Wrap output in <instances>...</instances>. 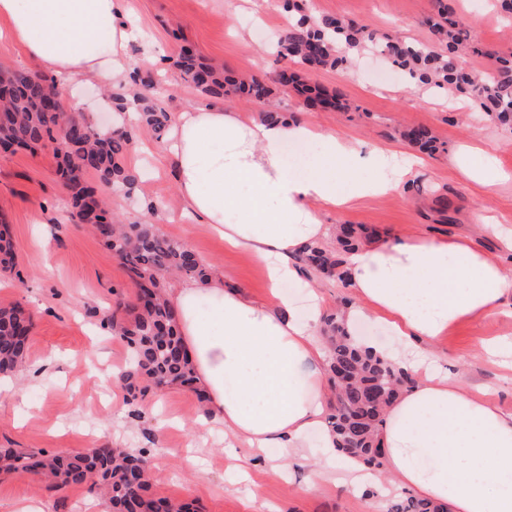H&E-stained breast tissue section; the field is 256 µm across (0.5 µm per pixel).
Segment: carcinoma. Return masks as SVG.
I'll return each instance as SVG.
<instances>
[{"mask_svg":"<svg viewBox=\"0 0 512 512\" xmlns=\"http://www.w3.org/2000/svg\"><path fill=\"white\" fill-rule=\"evenodd\" d=\"M438 40L448 54L427 51L387 36L379 37L338 18L313 19L301 15L289 23L278 42L279 55L289 57L304 69L316 71L343 64L347 57L339 54L344 43L350 47L368 46L388 52L394 63L415 69L419 78L436 86L461 93L475 92L486 101L487 111L504 125H512V59H502L479 83L462 82L455 62L456 50L467 41L464 32L452 20L435 25ZM175 66L187 82L202 94L223 98L227 90L266 106L262 116L277 120L283 114L273 108V89L253 79L249 82L234 74L213 68L189 51H182ZM292 89L311 103L336 106V99L326 92L299 82L291 75ZM58 96L55 80L25 72H0V145L5 148H32L57 143V129L62 111L51 109L47 100ZM112 112L117 123L112 135L102 136L85 118L74 113L70 140L58 143L57 175L68 189L74 216L81 224L91 225L102 243L120 260L138 292L148 291L149 302L141 306L118 300L107 325L126 342L130 362L121 374L131 400L143 398L153 388L173 382L182 385L194 381L193 367L184 354L165 297L162 278L171 273L187 278L210 276L206 266L188 245L169 237L151 224H125L112 216L104 190L129 195L138 175L124 163L131 134L126 129L127 115L137 114L140 123L155 134L165 133L169 115L150 97L138 92L127 97H112ZM403 136L422 150L436 149L435 138L425 127L408 128ZM360 231L350 225L337 228L336 244L330 249L321 243L302 246L300 258L306 268L325 278L343 277L338 250L350 251L358 246ZM15 255L8 224L0 218V270L14 266ZM32 317L19 304L0 306V373L13 371L26 358ZM328 343L326 366L333 377L343 383L336 386V404L327 417V427L336 435L337 447L363 460L369 466L382 467L379 432L386 407L410 382L405 372L369 350L357 348L350 340L343 318L331 315L326 320ZM3 459L12 469L30 471L57 487L86 484L104 499L108 512H195L191 502H176L147 494L151 472L145 471L138 484L130 476L146 463L141 454L119 448H100L64 455H50L42 450L6 448ZM385 512H447L445 506L413 495L388 500Z\"/></svg>","mask_w":512,"mask_h":512,"instance_id":"cac0c4a2","label":"carcinoma"}]
</instances>
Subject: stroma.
<instances>
[{"label":"stroma","mask_w":512,"mask_h":512,"mask_svg":"<svg viewBox=\"0 0 512 512\" xmlns=\"http://www.w3.org/2000/svg\"><path fill=\"white\" fill-rule=\"evenodd\" d=\"M305 13L342 18L381 35L436 48L432 24L439 10L468 28L476 50L458 54L473 75L491 70L493 55H512V20L498 0H305ZM125 15L145 34L129 44V71L152 73L159 105L174 114L208 104L174 67L181 47L206 63L248 81L273 82L292 67L275 42L290 16L282 0H125ZM308 81L338 94L342 108L307 105L295 93L280 95V111L350 139L372 141L412 155L402 128L423 126L439 146L402 188L355 200L324 217L327 224H362L379 238L414 230L429 235L479 236L481 217L512 225V185L483 189L467 181L450 157L475 138L491 142L498 163L512 170V128L494 122L483 102L413 79L391 59L359 47L346 68L308 74ZM128 167L139 182L133 198L116 194L112 210L127 224H152L188 241L225 285L245 295L266 293L262 266L225 248L197 216L185 212L163 141L149 129L132 131ZM53 146L0 154V216L10 227L15 267L0 271V305L19 303L34 314L25 362L0 373V448H35L49 454L90 448L145 453L154 475L151 494L196 501L199 512H374L381 495L371 485L351 492L329 483L306 492L312 462L298 459L287 471L264 460L248 478L232 479L224 433L203 426L196 391L169 385L138 400L124 386L103 382L121 374L125 343L103 326L117 300L134 301L136 288L120 262L86 226L74 223L66 188L56 176ZM512 334V315L493 316L452 330L437 346L449 375L492 387L493 400L512 412V372L476 353L480 338ZM31 512H102L88 487L46 488L37 475L0 470V512L17 503Z\"/></svg>","instance_id":"obj_1"}]
</instances>
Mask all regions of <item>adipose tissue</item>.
<instances>
[{
    "label": "adipose tissue",
    "mask_w": 512,
    "mask_h": 512,
    "mask_svg": "<svg viewBox=\"0 0 512 512\" xmlns=\"http://www.w3.org/2000/svg\"><path fill=\"white\" fill-rule=\"evenodd\" d=\"M120 0H0V41L19 45L52 73L59 92L73 78L125 80L127 48L138 34L116 20ZM179 194L226 246L264 268L267 294L255 301L223 279H187L167 289L178 332L206 397L207 423L223 430L233 470L277 449L308 456L320 431L315 491L336 476L357 484L363 468L336 449L324 428L328 383L320 328L322 296L296 263L302 245L329 237L326 212L399 190L418 165L397 151L356 142L308 122L263 121L218 107L178 113L166 135ZM454 166L477 185L512 182L483 140L458 147ZM489 250L467 236L393 235L347 257L357 301L347 323H385L387 342L359 339L411 387L386 409L380 431L383 480L444 504L448 512H512V413L485 386L448 378L435 343L464 323L512 310V228L485 219ZM302 288L307 304L294 293Z\"/></svg>",
    "instance_id": "1"
}]
</instances>
